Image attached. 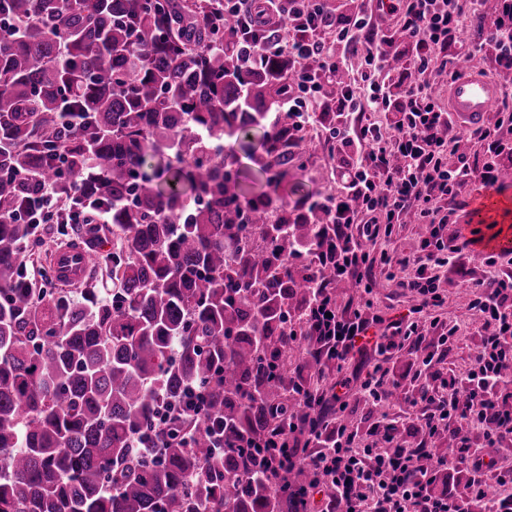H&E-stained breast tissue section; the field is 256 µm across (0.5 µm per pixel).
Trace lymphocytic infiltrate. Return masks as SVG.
I'll return each mask as SVG.
<instances>
[{
  "label": "lymphocytic infiltrate",
  "mask_w": 512,
  "mask_h": 512,
  "mask_svg": "<svg viewBox=\"0 0 512 512\" xmlns=\"http://www.w3.org/2000/svg\"><path fill=\"white\" fill-rule=\"evenodd\" d=\"M321 2L224 0L237 30L256 32L249 43L254 53L287 56L296 74L287 103L298 124L308 128L319 113L335 112L328 139L337 153L351 156L329 199L334 231L324 251L340 276L354 280L358 302L334 303L327 283H320L307 324L319 352L336 367L325 411L367 401L382 411L371 426L379 438L359 447L346 426L323 433L305 424L289 433L288 442L300 451L297 464L332 487L325 512H469L471 495L482 500L481 512H512V466L499 456L512 442V386L506 381L512 374V271L503 266L505 254L483 255L487 276L467 285L481 344L465 374L433 368L427 341L434 330L439 345H450L461 331L452 321L427 320L428 310L442 303V277L471 245L462 233L447 234L454 215L447 202L473 181L495 186L512 166V102L501 100L493 121L461 133L436 80L445 73L458 79L453 63L478 54L512 69V0H488L493 23L472 32L466 20L473 0H389L375 14L363 0H345L332 23ZM394 53L407 63L398 79L389 65ZM341 69L348 79L328 95L330 78ZM407 214L426 227L419 250L400 255L377 249L382 228ZM369 268L398 281L416 305L396 318L381 316L372 282L363 275ZM406 347L423 354V369L402 401L414 414L415 444L382 410L400 385L390 363ZM443 434L454 443L451 455L433 457L428 447ZM434 470L467 473L466 494L432 490Z\"/></svg>",
  "instance_id": "lymphocytic-infiltrate-1"
}]
</instances>
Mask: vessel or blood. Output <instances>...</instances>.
Listing matches in <instances>:
<instances>
[{
  "mask_svg": "<svg viewBox=\"0 0 512 512\" xmlns=\"http://www.w3.org/2000/svg\"><path fill=\"white\" fill-rule=\"evenodd\" d=\"M498 99V88L479 71H471L448 88V110L458 127L473 129L493 112ZM95 253L76 244L59 249L51 258V265L59 283L77 284L85 279L93 265Z\"/></svg>",
  "mask_w": 512,
  "mask_h": 512,
  "instance_id": "vessel-or-blood-1",
  "label": "vessel or blood"
}]
</instances>
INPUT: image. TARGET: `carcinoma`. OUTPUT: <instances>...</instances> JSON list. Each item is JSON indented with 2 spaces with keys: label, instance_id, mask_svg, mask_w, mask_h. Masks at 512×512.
I'll return each instance as SVG.
<instances>
[{
  "label": "carcinoma",
  "instance_id": "1",
  "mask_svg": "<svg viewBox=\"0 0 512 512\" xmlns=\"http://www.w3.org/2000/svg\"><path fill=\"white\" fill-rule=\"evenodd\" d=\"M214 14L0 0V512H296L318 482L285 438L336 423L303 332L313 281L342 287L314 266L331 218L320 194L240 186L237 152L277 185L309 132L279 108L288 58L216 43L235 23ZM44 183L107 216L111 287L76 299L22 273Z\"/></svg>",
  "mask_w": 512,
  "mask_h": 512
}]
</instances>
